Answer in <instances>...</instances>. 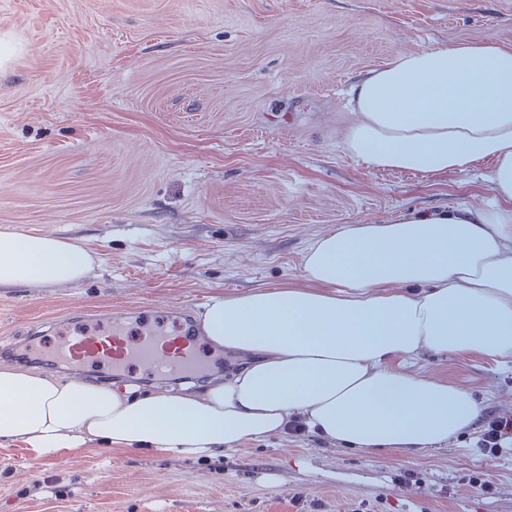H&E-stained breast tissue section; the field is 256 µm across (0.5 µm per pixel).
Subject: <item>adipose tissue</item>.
Returning a JSON list of instances; mask_svg holds the SVG:
<instances>
[{
	"mask_svg": "<svg viewBox=\"0 0 512 512\" xmlns=\"http://www.w3.org/2000/svg\"><path fill=\"white\" fill-rule=\"evenodd\" d=\"M347 150L379 170L492 164L493 201L346 224L308 247L301 282L216 295L201 327L235 354L227 376L136 384L0 366V442L55 457L121 449L209 462L293 421L331 442L412 454L473 427L462 389L394 369L419 353L512 358V46L394 56L351 86ZM95 258L77 241L0 232V288L71 285Z\"/></svg>",
	"mask_w": 512,
	"mask_h": 512,
	"instance_id": "adipose-tissue-1",
	"label": "adipose tissue"
}]
</instances>
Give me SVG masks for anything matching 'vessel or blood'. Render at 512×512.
Here are the masks:
<instances>
[{"label": "vessel or blood", "instance_id": "b4317fda", "mask_svg": "<svg viewBox=\"0 0 512 512\" xmlns=\"http://www.w3.org/2000/svg\"><path fill=\"white\" fill-rule=\"evenodd\" d=\"M160 307L140 311L146 325L132 331L127 322L107 319L94 325L76 321L55 351L57 361L82 367H109L123 370L137 365L150 374L183 375L202 365V345L190 326L189 317L176 321L174 332L150 327L153 319L166 318Z\"/></svg>", "mask_w": 512, "mask_h": 512}]
</instances>
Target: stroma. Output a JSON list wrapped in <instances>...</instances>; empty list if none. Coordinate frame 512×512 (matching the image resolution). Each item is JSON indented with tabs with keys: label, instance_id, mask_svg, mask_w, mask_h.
<instances>
[{
	"label": "stroma",
	"instance_id": "obj_1",
	"mask_svg": "<svg viewBox=\"0 0 512 512\" xmlns=\"http://www.w3.org/2000/svg\"><path fill=\"white\" fill-rule=\"evenodd\" d=\"M512 44V0H0V231L79 240L82 282L0 288L2 352L45 320L202 307L300 279L346 224L492 196L491 166L376 171L345 149L353 81L395 55ZM409 370L512 416V361L421 353ZM475 430L421 455L310 431L209 463L0 445V512H512V458Z\"/></svg>",
	"mask_w": 512,
	"mask_h": 512
}]
</instances>
